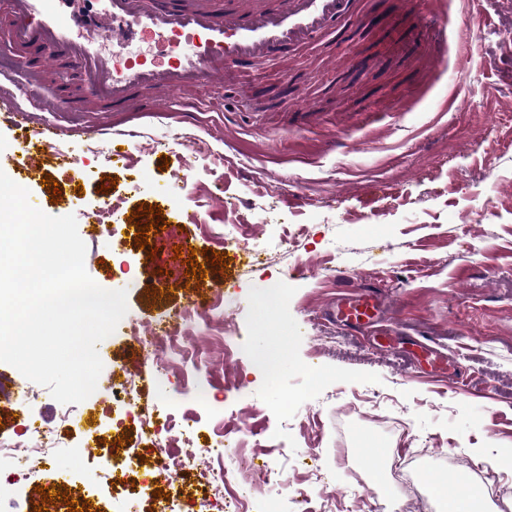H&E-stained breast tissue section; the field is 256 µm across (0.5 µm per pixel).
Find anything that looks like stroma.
<instances>
[{"mask_svg":"<svg viewBox=\"0 0 512 512\" xmlns=\"http://www.w3.org/2000/svg\"><path fill=\"white\" fill-rule=\"evenodd\" d=\"M449 26L475 33L472 54L448 42L443 63L428 42L430 16L417 0H363L376 26L352 39L335 25L305 49L273 57L247 84L208 81L169 94L153 112H115L111 144L89 140L91 112H34L33 128L52 119L66 135L55 149L72 165L52 170L62 192L53 200L40 182L39 208L75 215L90 257L86 270L107 290L127 292L128 312L97 346L103 362L96 391L60 422V403L42 390L33 403L0 401V433L24 424L58 431L66 445L35 473L6 486L16 512H68L43 505L41 487L90 502L89 512H152L141 496H114L102 478L125 447L155 445L127 408L112 403V385L133 378L135 402L163 421L179 377H157L130 328L169 326L176 313L224 309L222 337H189L201 358L237 347L229 371L198 369L209 389L192 412L196 447L221 449L213 468L252 458L256 477L224 488L194 473L158 480L162 490L190 485L193 502L243 497L251 512L268 500L282 512H448L435 489L465 463L491 474L497 492L480 512H512V0H444ZM0 11V108L31 106L61 89H77L57 64L39 72L10 40ZM294 96H277L280 76ZM319 110L306 116L308 101ZM238 121L225 127L221 105ZM351 143L327 152L331 138ZM188 176L176 202L158 193L173 173ZM161 207L163 230L139 248L126 225L143 205ZM103 226H96V214ZM237 242H225V225ZM191 226L199 266L192 287L172 245ZM226 253L212 268L204 250ZM382 279L386 319L405 338L428 339L465 372L464 384L426 383L404 351L381 347L359 332L323 323L325 280L336 270ZM151 287H141L144 276ZM281 282L288 300L262 304V284ZM271 367H257L258 352ZM89 461L74 473L69 447Z\"/></svg>","mask_w":512,"mask_h":512,"instance_id":"obj_1","label":"stroma"}]
</instances>
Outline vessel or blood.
Masks as SVG:
<instances>
[{"label":"vessel or blood","instance_id":"1","mask_svg":"<svg viewBox=\"0 0 512 512\" xmlns=\"http://www.w3.org/2000/svg\"><path fill=\"white\" fill-rule=\"evenodd\" d=\"M14 20L13 39L23 52L66 62L80 76L79 95L65 99L67 111L99 109L144 112L163 95L204 80L239 81L283 49L297 50L328 22L343 23L362 9L360 0H6ZM148 36L152 59L128 58L116 64L100 41L119 44ZM18 130V163L27 180L50 167L65 166L47 151L65 135L63 125L44 122L30 128L28 109H0V125ZM336 289L322 311L330 324L358 330L387 347L395 334L383 324L386 295L378 278L337 272ZM416 361L435 375L463 380L460 366L426 341L412 343Z\"/></svg>","mask_w":512,"mask_h":512}]
</instances>
